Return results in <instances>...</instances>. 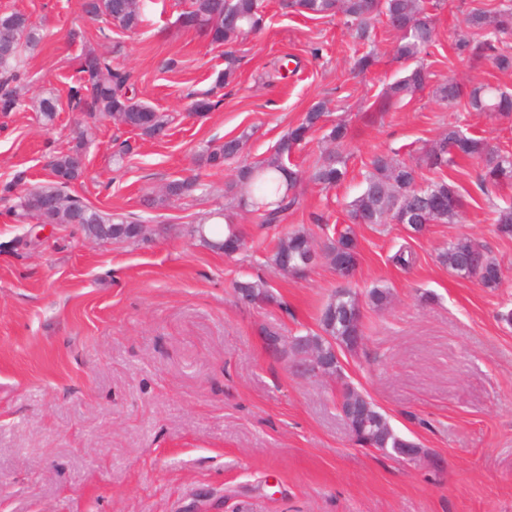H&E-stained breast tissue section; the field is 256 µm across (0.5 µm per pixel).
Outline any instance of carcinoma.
<instances>
[{
	"label": "carcinoma",
	"mask_w": 512,
	"mask_h": 512,
	"mask_svg": "<svg viewBox=\"0 0 512 512\" xmlns=\"http://www.w3.org/2000/svg\"><path fill=\"white\" fill-rule=\"evenodd\" d=\"M447 4V0H284V6L309 19L342 16L344 24L360 44L375 42V24L382 18L396 33L394 58L402 65L403 75L384 89L376 110L409 102L430 84L432 74L424 66L423 56L430 54L435 43V15L433 10ZM86 14L124 32H135L145 22L149 0H85ZM180 26L205 36L215 46L246 40L265 27L261 0H188V7L178 17ZM467 30L456 33L454 50L460 57L473 61L486 60L501 71L512 70V56L499 52L498 43L512 36V0H504L493 12L473 9L466 18ZM42 41L40 25L20 11L0 13V112H14L22 106L19 82L25 59L34 53ZM435 97L455 106L461 102L474 112H484L494 119L512 116V94L490 84H467L456 80L437 85ZM29 106L40 114L43 124H53L59 101L53 95L35 96ZM67 106L84 114L86 122L102 119L120 120L123 126L140 136L159 139L167 135L171 117L156 111L137 98L131 73L112 62L105 52L88 48L80 57L77 78L68 89ZM217 102L211 92L198 94L191 110L198 116L212 111ZM327 103L320 100L302 113L297 123L281 136L270 154L256 162H242L235 168L234 177L224 186L228 207L214 213L225 221L224 237L210 240L206 227L196 228L200 240L225 256L231 257L243 246L244 240L232 219V210L245 209L258 215L260 224H280L297 202L296 191L304 174L291 163L296 149L318 131H325L323 139L333 145L311 166L309 180L325 188L342 183L347 177V158L340 147L347 134V124L338 121L326 126ZM252 133L244 130L224 143L208 148L200 158L212 168L238 158ZM84 136H79L68 151L53 155L48 161L51 180L28 189L24 194L17 187L25 173H17L13 180L0 189L3 198L13 201L12 209L22 222L34 220L39 224H66L77 213L83 231L90 236L97 224L112 225V241L136 242L147 238L150 226L120 214L103 213L68 192L83 171L75 166V158L84 153ZM480 161L479 189L484 195L505 184L512 185V154L500 150L483 136L468 133L462 126L450 123L431 145L422 148L415 160H406L396 154L372 155L363 176L361 193L347 204L350 220L356 224H405L420 233L430 224L457 222L466 206L465 189L448 177V171L464 160ZM432 170L436 177L422 181L421 168ZM200 184L186 179H173L167 190L146 199L151 209L166 207L171 201L191 195ZM50 197L57 207L50 213L41 212L35 201ZM496 231L512 238V206L495 210ZM321 254V259L334 269L336 275L349 281L359 264V248L351 227L336 230L322 248H316L312 234L305 228L294 229L279 239L268 261L290 276L305 274L303 259L310 254ZM438 261L453 274L468 278L467 265L475 263L478 272L472 276L483 287L496 290L502 284L500 263L491 257L485 247L468 235H460L448 242L437 255ZM239 299L249 305H268L276 301L270 285L260 277L238 280L234 285ZM390 293L384 286L373 287L368 294V305L381 309ZM363 305L358 294L350 288L337 290L324 305L318 319L319 330L292 337L287 342L275 329L264 330L266 343L272 352L280 355H299L309 347L320 348L331 356L333 351L355 353L361 345L354 337L363 335ZM345 393L354 400L359 414L376 424L375 431L361 432L346 422L364 446L372 437L373 446L382 454L402 459L406 453L417 454V443L400 436L391 427L387 417L369 396L353 388Z\"/></svg>",
	"instance_id": "cac0c4a2"
}]
</instances>
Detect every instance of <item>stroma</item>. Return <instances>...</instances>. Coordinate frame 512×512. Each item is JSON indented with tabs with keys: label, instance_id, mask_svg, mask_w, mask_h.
<instances>
[{
	"label": "stroma",
	"instance_id": "1",
	"mask_svg": "<svg viewBox=\"0 0 512 512\" xmlns=\"http://www.w3.org/2000/svg\"><path fill=\"white\" fill-rule=\"evenodd\" d=\"M82 0H0L43 25L27 60V96L65 98L85 47L114 54L139 99L173 118L161 141L113 121L94 129L86 171L73 194L94 207L146 221L148 240L89 238L81 226L18 223L0 201V512H512V238L495 231L492 207L477 201L456 224L419 236L401 224H357L359 293L389 288L390 304L365 308L364 344L341 357L340 377L307 373L300 357L278 358L263 328L283 336L316 330L340 280L325 263L305 277L282 274L266 258L284 231L305 227L323 241L346 222L376 153L415 157L449 122L512 152V118L489 119L448 106L425 89L411 102L376 111L399 77L395 40L376 26L377 60L352 71L357 42L340 18L310 20L266 0L258 36L211 46L178 16L183 0H154L142 28L103 39ZM499 0H450L437 12V41L424 62L435 84L489 82L512 90V71L469 62L452 49L475 8ZM292 55L294 74L269 81L272 61ZM237 78L205 117L190 96L213 87L226 56ZM326 101L346 120L348 176L331 190L307 181L277 227L254 214L235 222L245 250L228 257L194 229L224 205L235 164L198 163L200 150L250 127L244 159L256 161L299 116ZM83 117L61 108L53 125L37 112L0 113V185L25 172L49 180V157L72 147ZM131 154L112 158L118 142ZM198 178L206 192L150 209L146 196L170 180ZM323 225H314V217ZM468 234L501 265L495 291L439 264L449 239ZM411 270L391 262L400 247ZM259 276L274 304L237 301L233 284ZM369 395L392 426L424 453L403 463L356 445L340 415L346 387Z\"/></svg>",
	"mask_w": 512,
	"mask_h": 512
}]
</instances>
